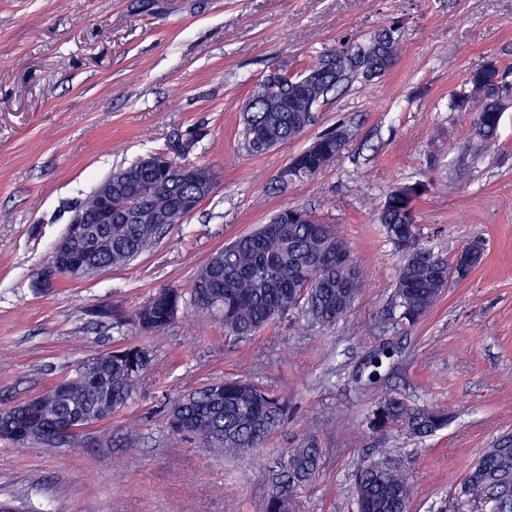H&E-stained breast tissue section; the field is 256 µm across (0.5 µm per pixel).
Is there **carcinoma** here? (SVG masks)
Masks as SVG:
<instances>
[{"mask_svg":"<svg viewBox=\"0 0 512 512\" xmlns=\"http://www.w3.org/2000/svg\"><path fill=\"white\" fill-rule=\"evenodd\" d=\"M403 27L384 22L361 42H343L306 67L320 68L315 80L279 75L258 82L249 109L243 112L239 147L250 156L262 155L301 138L316 119L317 108L348 87L357 75L380 76L397 58ZM498 61L486 60L468 72L450 109L469 116L479 150L498 141L512 83L495 80ZM354 136L340 123L319 134L311 146L291 157L274 179L275 191L309 180L332 164ZM187 152L169 159L160 155L142 165L122 169L151 207L164 216L162 224H132L127 199L112 190V223L97 224L100 235L95 261L102 269H122L151 251L175 225L182 223L209 196L206 182L180 180L175 168ZM427 192L419 182L395 187L377 211L389 240L404 262L396 299L401 320L415 324L437 306L451 281L455 260L423 244L415 214L416 201ZM363 288L362 270L333 225L303 208L277 212L268 223L242 234L201 266L188 289H159L131 315L141 332L161 335L190 307L206 311L224 326V335L248 339L268 327L289 331L304 322L330 327L350 312ZM395 348L380 347L370 359L368 380L379 375L383 360ZM151 358L140 347H117L84 362L63 379L65 395L41 404L36 416L22 408L0 409V435L12 450L24 452L38 444L67 445L74 435L57 437L62 420H102L132 400ZM288 400L263 385L227 378L213 381L175 401L168 409L172 431L198 448L237 456L261 448L288 417ZM368 429L386 432L400 427L414 437H427L448 426L440 408L409 405L395 395L380 398L367 418ZM322 451L313 435L288 449L272 471L270 488L259 512H289L294 494L310 485L321 469ZM357 512H408L413 495L406 466L390 456L363 460L354 474ZM459 497L468 503L512 499V436L501 438L475 460L461 484Z\"/></svg>","mask_w":512,"mask_h":512,"instance_id":"carcinoma-1","label":"carcinoma"}]
</instances>
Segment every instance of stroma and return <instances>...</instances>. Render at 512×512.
Returning a JSON list of instances; mask_svg holds the SVG:
<instances>
[{
	"label": "stroma",
	"instance_id": "stroma-1",
	"mask_svg": "<svg viewBox=\"0 0 512 512\" xmlns=\"http://www.w3.org/2000/svg\"><path fill=\"white\" fill-rule=\"evenodd\" d=\"M390 18L404 36L389 71L353 81L294 143L260 156L239 148L258 81L299 73ZM489 56L512 76V0H0V407L113 346L152 356L127 407L74 443L23 453L0 444V502L23 512H258L269 469L313 434L323 467L296 512H357L352 475L370 455L405 463L410 512H454L475 459L512 435V105L498 147L479 154L468 117L449 108ZM340 119L356 127L343 154L271 192L289 158ZM191 132L190 160L217 177L197 211L123 269L36 287L68 206ZM414 181L428 187L416 204L425 244L450 258L479 239L485 253L411 325L395 296L403 258L375 210ZM292 207L335 224L363 272L361 296L335 326L233 341L194 308L160 336L128 325L160 288H190L213 253ZM386 342L398 351L370 384L368 361ZM225 377L290 405L285 427L238 457L195 447L167 424L172 401ZM389 393L447 409V427L426 438L371 433L366 417Z\"/></svg>",
	"mask_w": 512,
	"mask_h": 512
}]
</instances>
